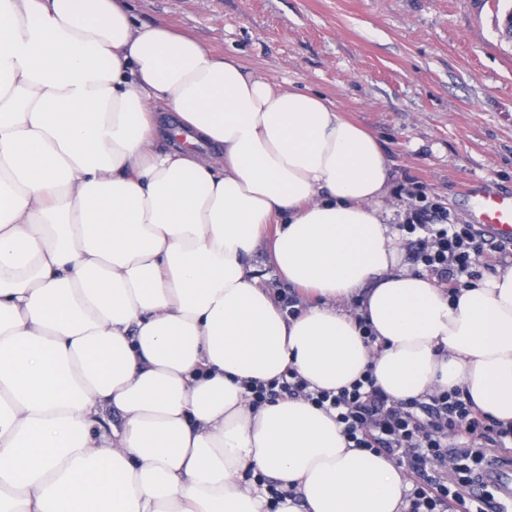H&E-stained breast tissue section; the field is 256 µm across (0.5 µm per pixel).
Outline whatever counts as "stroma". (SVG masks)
I'll return each mask as SVG.
<instances>
[{
    "instance_id": "1",
    "label": "stroma",
    "mask_w": 512,
    "mask_h": 512,
    "mask_svg": "<svg viewBox=\"0 0 512 512\" xmlns=\"http://www.w3.org/2000/svg\"><path fill=\"white\" fill-rule=\"evenodd\" d=\"M233 58L314 92L376 137L394 224L420 204L472 223L470 184L512 192V0H129Z\"/></svg>"
}]
</instances>
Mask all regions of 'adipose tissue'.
Returning <instances> with one entry per match:
<instances>
[{
    "label": "adipose tissue",
    "instance_id": "ef3b65f1",
    "mask_svg": "<svg viewBox=\"0 0 512 512\" xmlns=\"http://www.w3.org/2000/svg\"><path fill=\"white\" fill-rule=\"evenodd\" d=\"M392 165L127 0H0V512H406L387 457L294 370L396 401L457 389L512 423V272L449 297L402 268ZM307 297L287 316L249 263Z\"/></svg>",
    "mask_w": 512,
    "mask_h": 512
}]
</instances>
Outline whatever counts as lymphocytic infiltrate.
Listing matches in <instances>:
<instances>
[{
  "label": "lymphocytic infiltrate",
  "mask_w": 512,
  "mask_h": 512,
  "mask_svg": "<svg viewBox=\"0 0 512 512\" xmlns=\"http://www.w3.org/2000/svg\"><path fill=\"white\" fill-rule=\"evenodd\" d=\"M407 233L423 231L414 254L416 262L434 272L450 294H457L461 277L472 276L484 251V238L472 226L449 223L445 212L415 210ZM253 405L279 398H302L332 410L353 447L384 455L416 476L409 512H440L455 503L460 512H486L470 489L490 449L512 438V424L491 419L466 401L460 390L443 391L427 400L396 402L376 388L371 374L350 387L332 392L310 389L294 371L248 388Z\"/></svg>",
  "instance_id": "1"
}]
</instances>
